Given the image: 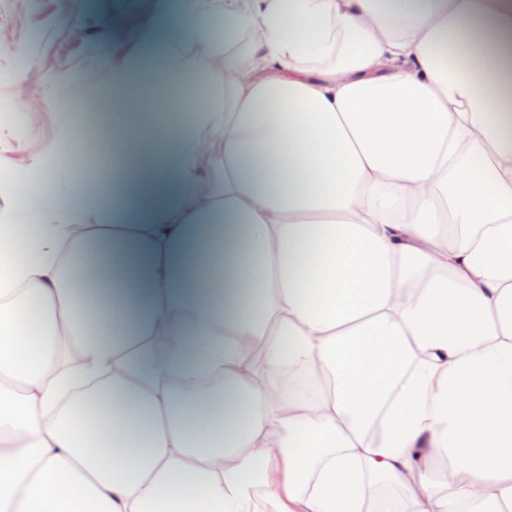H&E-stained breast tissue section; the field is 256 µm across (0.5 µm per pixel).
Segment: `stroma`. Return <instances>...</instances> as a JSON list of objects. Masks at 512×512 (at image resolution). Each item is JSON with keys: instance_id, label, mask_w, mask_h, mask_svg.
I'll return each mask as SVG.
<instances>
[{"instance_id": "1", "label": "stroma", "mask_w": 512, "mask_h": 512, "mask_svg": "<svg viewBox=\"0 0 512 512\" xmlns=\"http://www.w3.org/2000/svg\"><path fill=\"white\" fill-rule=\"evenodd\" d=\"M182 16V0H0V103L14 114L0 123V186L25 180L36 159L39 180L58 169L77 145L57 146L56 130L107 84L126 32L152 19L165 37Z\"/></svg>"}]
</instances>
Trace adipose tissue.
<instances>
[{
	"label": "adipose tissue",
	"instance_id": "adipose-tissue-1",
	"mask_svg": "<svg viewBox=\"0 0 512 512\" xmlns=\"http://www.w3.org/2000/svg\"><path fill=\"white\" fill-rule=\"evenodd\" d=\"M184 18L112 63L122 182L0 206V512H512V0Z\"/></svg>",
	"mask_w": 512,
	"mask_h": 512
}]
</instances>
